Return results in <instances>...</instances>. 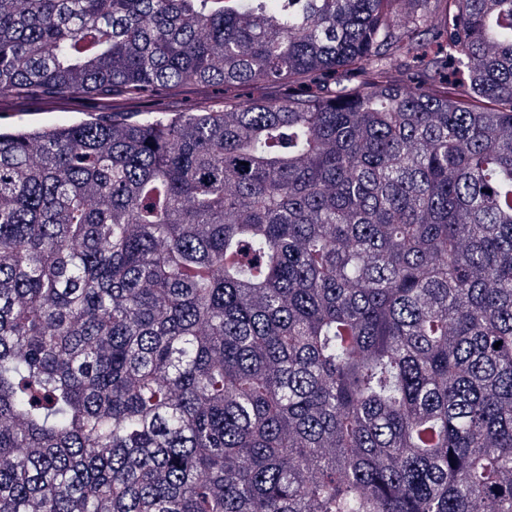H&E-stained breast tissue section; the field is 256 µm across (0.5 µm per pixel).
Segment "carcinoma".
Segmentation results:
<instances>
[{"label": "carcinoma", "mask_w": 512, "mask_h": 512, "mask_svg": "<svg viewBox=\"0 0 512 512\" xmlns=\"http://www.w3.org/2000/svg\"><path fill=\"white\" fill-rule=\"evenodd\" d=\"M79 91L0 122V512H512V0H0ZM286 87L270 88L259 85L252 86H236L226 91L230 97H236L239 100H249L252 98H273L285 92ZM223 93H216L210 88H198L191 92H172L165 101L167 107L174 112L185 111L197 103L220 105ZM92 107L91 97L86 94H71L52 104L33 99L24 102L26 118L38 124L69 123L85 114L82 112H91Z\"/></svg>", "instance_id": "obj_1"}]
</instances>
